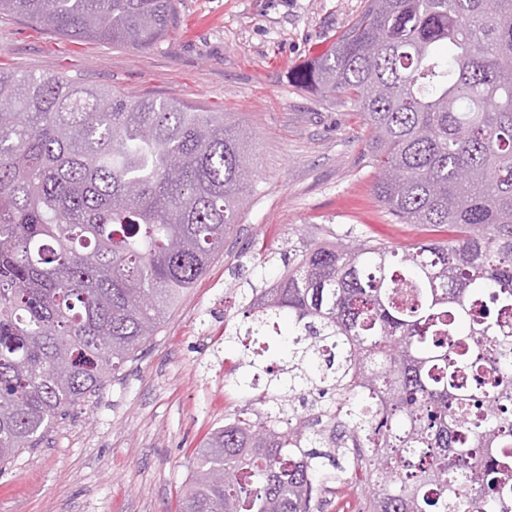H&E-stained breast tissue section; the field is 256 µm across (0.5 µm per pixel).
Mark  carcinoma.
<instances>
[{"instance_id":"cac0c4a2","label":"carcinoma","mask_w":512,"mask_h":512,"mask_svg":"<svg viewBox=\"0 0 512 512\" xmlns=\"http://www.w3.org/2000/svg\"><path fill=\"white\" fill-rule=\"evenodd\" d=\"M5 13L142 51L169 36L176 0ZM298 79L361 112L390 213L448 238L324 239L252 289L250 330L294 316L258 398L278 424L245 408L213 429L180 512H321L356 467L363 512H512V0H366ZM243 170L220 110L0 68V472L207 273ZM320 389L336 409L318 426L290 399ZM346 438L374 452L352 464Z\"/></svg>"}]
</instances>
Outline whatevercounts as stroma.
Wrapping results in <instances>:
<instances>
[{
  "label": "stroma",
  "mask_w": 512,
  "mask_h": 512,
  "mask_svg": "<svg viewBox=\"0 0 512 512\" xmlns=\"http://www.w3.org/2000/svg\"><path fill=\"white\" fill-rule=\"evenodd\" d=\"M365 5L177 0L174 32L141 52L0 16L1 68L231 112L251 172L248 204L208 273L134 360L0 473V512H179L201 440L256 395L232 371L241 345L224 342L251 287L275 283L291 250L323 239L406 247L447 237L397 222L374 192L361 113L296 79Z\"/></svg>",
  "instance_id": "1"
}]
</instances>
